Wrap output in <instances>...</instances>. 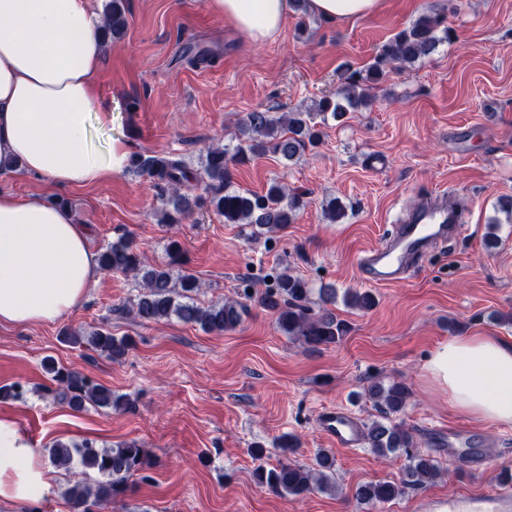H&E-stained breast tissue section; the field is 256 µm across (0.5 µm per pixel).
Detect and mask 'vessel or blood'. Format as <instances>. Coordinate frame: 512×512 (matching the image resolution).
<instances>
[{"label":"vessel or blood","mask_w":512,"mask_h":512,"mask_svg":"<svg viewBox=\"0 0 512 512\" xmlns=\"http://www.w3.org/2000/svg\"><path fill=\"white\" fill-rule=\"evenodd\" d=\"M464 215L443 197L434 196L408 215L378 245L363 253L358 262L359 277L372 286L391 285L403 280L415 259L423 257L432 244L459 235ZM319 426L339 448H354L362 441L356 417L343 409L325 412ZM441 512H512V494L495 491L471 499L441 504Z\"/></svg>","instance_id":"1"}]
</instances>
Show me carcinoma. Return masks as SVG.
Instances as JSON below:
<instances>
[{
  "label": "carcinoma",
  "mask_w": 512,
  "mask_h": 512,
  "mask_svg": "<svg viewBox=\"0 0 512 512\" xmlns=\"http://www.w3.org/2000/svg\"><path fill=\"white\" fill-rule=\"evenodd\" d=\"M103 36L105 41L121 35L128 19L124 0H108L104 11ZM438 15L424 14L384 43L374 62L365 70L351 74L346 84L334 96H325L314 107L286 112L278 117L269 111L255 110L246 114L238 128V144L234 150L217 145L209 148L202 161L199 178L205 184L207 196L189 197L181 193L190 180V171L180 159L159 154L132 155L130 169L147 177L158 190L160 207L157 214L161 222L176 224L196 207L206 203L224 217L226 224H245L255 233L283 229L293 222L301 205L300 196L289 195L277 182L269 183L264 193L231 187L229 162H245L251 155L272 153L286 162L299 158L307 147L321 141L319 126L328 119L343 120L351 112L370 105L371 87L383 82L387 67L393 64L413 65L432 55L438 45L450 38V29L442 27ZM170 263L151 265L128 237L109 243L98 255L102 270L107 273L130 275L137 280L140 292L126 305L114 309L121 315H130L144 325L176 318L181 322L199 326L203 331L222 334L235 329L242 321L244 307L237 301H224L208 306L195 302L193 293L199 288L197 279L190 274H174L172 266L181 264L180 248L170 244ZM311 293L309 283L286 272L274 286L258 297V302L277 315L280 330L310 346H329L339 342L347 332L346 324L325 309L336 302V289H318L323 308L317 313L307 306ZM346 303L360 310L375 305L374 295L368 291H349ZM69 335L83 341L94 350L112 360L126 355L130 338L114 336L105 326L90 331H71ZM56 384L60 400L73 410L81 411L86 405L125 411L129 402L112 389L95 382L86 375L72 371L49 360L45 365ZM366 395L382 414V419L369 423L364 440L377 456L387 458L402 451L408 458L404 475L399 480L369 482L357 488L356 496L364 503H387L403 496L441 474L435 459L414 451L418 447L413 433L397 421L411 397V389L404 382L384 384L375 382L366 389ZM56 465L64 468L78 463L103 477L94 485L75 482L67 489L73 504L85 508L89 500L110 502L125 492L129 478L154 466L146 449L136 441L122 442L111 448H98L91 442L70 444L58 441L51 449ZM336 459L326 450L317 453L314 467L306 469L288 461L268 468L258 465L253 472L255 481L282 494L300 496L315 490L335 486Z\"/></svg>",
  "instance_id": "carcinoma-1"
}]
</instances>
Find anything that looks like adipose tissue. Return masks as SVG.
Listing matches in <instances>:
<instances>
[{"label": "adipose tissue", "instance_id": "ef3b65f1", "mask_svg": "<svg viewBox=\"0 0 512 512\" xmlns=\"http://www.w3.org/2000/svg\"><path fill=\"white\" fill-rule=\"evenodd\" d=\"M381 0H307L309 13L344 22ZM252 41L273 37L293 0H208ZM103 16L90 0H0V175L20 165L54 187H89L128 166L125 139L103 154L87 141L99 106ZM98 255L69 207L45 195L0 190V324L49 323L70 312L101 276ZM430 382L475 421L512 425V344L460 336L429 358ZM51 468L9 422L0 420V502L35 505L54 487Z\"/></svg>", "mask_w": 512, "mask_h": 512}]
</instances>
